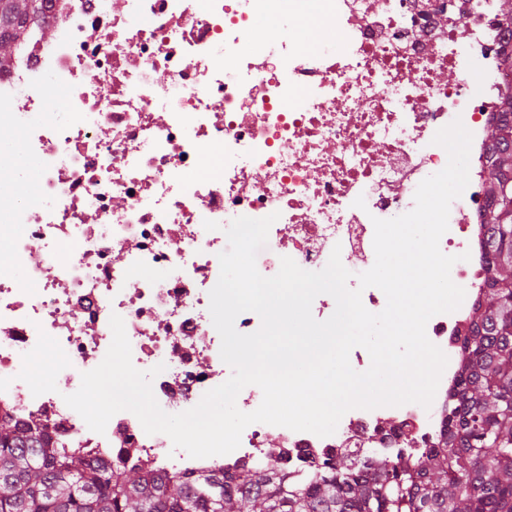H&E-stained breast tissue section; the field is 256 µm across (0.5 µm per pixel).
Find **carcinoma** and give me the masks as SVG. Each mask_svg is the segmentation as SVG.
<instances>
[{"mask_svg":"<svg viewBox=\"0 0 512 512\" xmlns=\"http://www.w3.org/2000/svg\"><path fill=\"white\" fill-rule=\"evenodd\" d=\"M43 0H0V46L14 57ZM486 166V277L473 328L460 346L462 376L438 446L408 465L398 457L334 456L302 477L270 451L235 482L208 474L191 488L138 468L112 472L49 448L0 419V512H512V89L500 100Z\"/></svg>","mask_w":512,"mask_h":512,"instance_id":"obj_1","label":"carcinoma"}]
</instances>
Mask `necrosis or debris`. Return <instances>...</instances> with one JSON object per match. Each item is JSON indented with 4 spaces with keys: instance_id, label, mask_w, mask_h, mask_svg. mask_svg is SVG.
Masks as SVG:
<instances>
[{
    "instance_id": "obj_1",
    "label": "necrosis or debris",
    "mask_w": 512,
    "mask_h": 512,
    "mask_svg": "<svg viewBox=\"0 0 512 512\" xmlns=\"http://www.w3.org/2000/svg\"><path fill=\"white\" fill-rule=\"evenodd\" d=\"M496 2L45 0L50 36L32 29L0 72V154L13 162L0 177V264L12 270L0 278V416L161 479L237 474L272 447L291 472L345 451L432 448L482 293L488 133L512 87L500 65L512 25ZM293 17L312 26L308 45L294 26L256 42ZM457 118L473 135L471 177L440 249L469 253L457 267L469 288L426 326L448 358L430 408L353 409L327 437L254 423L232 453L192 458L132 412L99 434L67 406L117 314L134 366L161 369L160 407H195L231 375L209 313L224 226L275 215L256 259L266 277L284 256L321 270L336 246L342 263L371 268L374 219L412 209L413 188L448 163L433 138Z\"/></svg>"
}]
</instances>
